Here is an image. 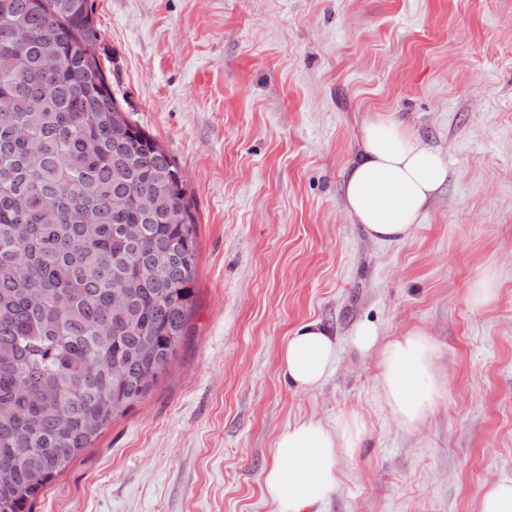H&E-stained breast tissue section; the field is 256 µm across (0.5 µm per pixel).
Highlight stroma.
I'll return each instance as SVG.
<instances>
[{"label":"stroma","instance_id":"1","mask_svg":"<svg viewBox=\"0 0 512 512\" xmlns=\"http://www.w3.org/2000/svg\"><path fill=\"white\" fill-rule=\"evenodd\" d=\"M115 96L182 168L198 224L190 336L35 512H276L289 424L367 422L322 512H477L512 478V0H92ZM402 122L448 167L412 237L377 242L343 187L364 125ZM497 293L482 307L470 288ZM337 340L301 393L280 351ZM423 329L445 387L404 431L355 328ZM337 343L319 322L297 329L281 349V368L288 382L300 392L318 387L336 365Z\"/></svg>","mask_w":512,"mask_h":512}]
</instances>
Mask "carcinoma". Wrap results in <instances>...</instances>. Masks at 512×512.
<instances>
[{"mask_svg":"<svg viewBox=\"0 0 512 512\" xmlns=\"http://www.w3.org/2000/svg\"><path fill=\"white\" fill-rule=\"evenodd\" d=\"M90 0H0V512L167 372L195 314L186 179L112 92Z\"/></svg>","mask_w":512,"mask_h":512,"instance_id":"obj_1","label":"carcinoma"}]
</instances>
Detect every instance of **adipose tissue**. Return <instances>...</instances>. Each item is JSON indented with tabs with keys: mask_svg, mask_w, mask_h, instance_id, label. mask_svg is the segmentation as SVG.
I'll return each instance as SVG.
<instances>
[{
	"mask_svg": "<svg viewBox=\"0 0 512 512\" xmlns=\"http://www.w3.org/2000/svg\"><path fill=\"white\" fill-rule=\"evenodd\" d=\"M448 175L437 153L401 124L381 116L366 124L344 188L343 206L353 223L376 241L410 238ZM353 342L375 354L381 400L395 424L413 430L432 414L444 385L439 351L419 328L380 336L370 323L357 326ZM336 338L318 322L297 329L281 349L284 376L300 392L318 387L334 368ZM367 433L364 416L341 412L335 426L295 422L274 441L263 493L278 512H320L338 490V461L354 456Z\"/></svg>",
	"mask_w": 512,
	"mask_h": 512,
	"instance_id": "ef3b65f1",
	"label": "adipose tissue"
}]
</instances>
